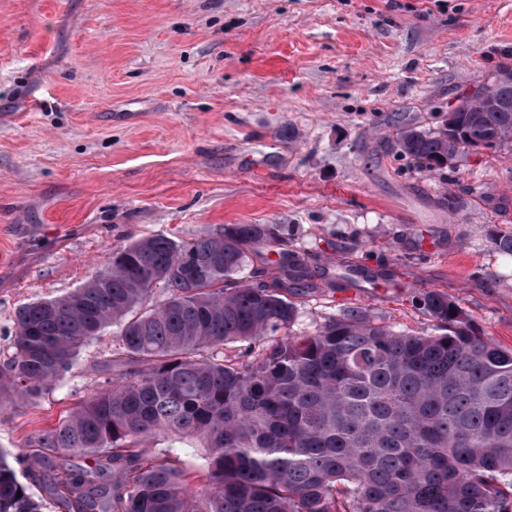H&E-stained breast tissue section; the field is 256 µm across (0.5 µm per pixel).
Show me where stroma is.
Returning <instances> with one entry per match:
<instances>
[{
  "mask_svg": "<svg viewBox=\"0 0 512 512\" xmlns=\"http://www.w3.org/2000/svg\"><path fill=\"white\" fill-rule=\"evenodd\" d=\"M512 66V0H0V365L15 313L119 246L290 224L311 283L293 336L361 308L434 334L447 292L512 348V149L414 169L433 131ZM460 200L455 212L442 203ZM112 331L63 382L0 409L21 454L111 374Z\"/></svg>",
  "mask_w": 512,
  "mask_h": 512,
  "instance_id": "1",
  "label": "stroma"
}]
</instances>
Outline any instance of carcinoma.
<instances>
[{"label":"carcinoma","instance_id":"cac0c4a2","mask_svg":"<svg viewBox=\"0 0 512 512\" xmlns=\"http://www.w3.org/2000/svg\"><path fill=\"white\" fill-rule=\"evenodd\" d=\"M510 69L488 80L493 103L475 96L436 131L401 132L417 171L440 172L467 147L512 146ZM291 232L146 236L79 288L21 306L0 409L56 384L109 328L123 373L28 440L40 452L20 462L46 500L0 448V512H512V349L475 332L447 293L421 294L434 335L394 332L354 308L240 366L224 360V345L297 319L292 297L309 283L286 249ZM269 245L282 249L279 267L255 286L240 274ZM183 448L201 451L195 492Z\"/></svg>","mask_w":512,"mask_h":512}]
</instances>
